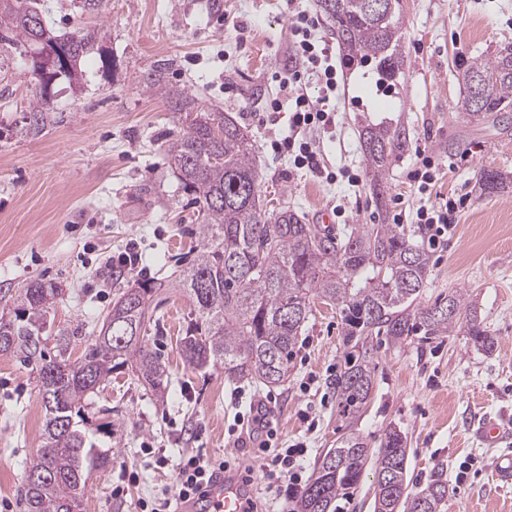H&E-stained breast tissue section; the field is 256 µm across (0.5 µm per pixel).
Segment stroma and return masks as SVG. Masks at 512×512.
<instances>
[{
    "label": "stroma",
    "instance_id": "stroma-1",
    "mask_svg": "<svg viewBox=\"0 0 512 512\" xmlns=\"http://www.w3.org/2000/svg\"><path fill=\"white\" fill-rule=\"evenodd\" d=\"M48 4L56 28L96 26L104 36L83 60L80 88L57 84L52 121L37 135L23 120L38 92L32 49L0 43V298L33 281L57 288L46 350L66 336L72 358L81 357L119 289L173 278L199 245L197 210L164 151L173 114L142 83L151 66L169 64L175 88L193 93L199 107L230 112L252 133L264 202L295 208L305 223L323 210L337 227L389 224L400 213L418 245L417 208L467 197L447 243L429 253L422 299L462 290L497 346L479 351L461 332L382 345L358 428L374 449L387 429H400L411 490L442 479L444 512H512V487L492 479L497 449L472 433L489 417L512 423V196L483 197L475 189L481 171L512 173V124L470 122L457 80L460 65L512 44V0H400L407 64L397 94H377L370 69L339 65L338 88L327 103L335 123L310 135L320 164L335 175L331 181L294 168L270 146L287 136L289 112L269 104L282 98L290 74L303 70L291 51L294 14L317 18L313 38L333 58L342 56L317 0H105L98 15L80 14L70 0ZM365 113L401 119L411 135L390 169L381 209L362 161L358 120ZM423 154L434 159L437 177L421 195L413 173ZM131 245L141 256L138 267H117ZM158 313L160 326L149 331L148 343L170 372L169 388L156 397L123 368L92 395L93 423L112 424V461L91 472L81 512H136L138 500L172 488L179 457L189 450L230 460L253 479L259 512H292L267 489L260 461L238 449V419L250 403L266 401L281 443L306 446L299 468L311 480L320 455L346 431L332 385L343 358L337 310L314 307L286 382L244 384L239 400L223 366L184 367L179 345L193 318L189 296L168 293ZM43 428L35 372L0 354V503L10 512H23L25 478Z\"/></svg>",
    "mask_w": 512,
    "mask_h": 512
}]
</instances>
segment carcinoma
Listing matches in <instances>:
<instances>
[{"instance_id": "cac0c4a2", "label": "carcinoma", "mask_w": 512, "mask_h": 512, "mask_svg": "<svg viewBox=\"0 0 512 512\" xmlns=\"http://www.w3.org/2000/svg\"><path fill=\"white\" fill-rule=\"evenodd\" d=\"M343 29L336 38L345 59L375 69L380 91L400 84L405 69V32L399 0L389 12L375 13L369 0H343ZM102 37L83 27L59 31L47 20L45 0H0V41L38 46L39 41L69 47L68 62L54 75L36 76L39 92L24 120L27 131L42 132L53 110L51 87L57 80H78L82 59ZM168 64L152 66L143 77L147 90L165 100L184 132L169 139L166 153L183 188L201 205L196 227L200 247L177 280L166 285L144 281L123 288L85 354L72 361L69 339L58 355L32 348L43 335L56 289L31 282L9 299L11 315L0 314V346L36 368L46 421L37 465L44 477L26 480L24 512H79L88 475L105 465L112 448L87 430L88 400L117 367L131 364L137 380L155 395L166 391L169 375L161 356L143 339L126 334L157 322L156 298L170 288L189 294L194 322L181 338L184 366L200 371L218 364L231 380L276 385L288 375L295 348L314 300L336 306L344 325V365L336 375L339 413L361 416L374 387V340L396 344L410 336L431 339L453 333L463 316L465 293L452 290L424 304L430 258L397 224H354L339 232L306 224L282 206L263 210L255 144L235 120L217 110L198 111L195 97L174 89ZM482 82V107L466 114L476 120L506 118L512 108V45L488 59L463 66V81ZM404 125L362 121L360 145L376 205H385L386 177L408 147ZM498 170L481 172V194L498 195L509 187ZM466 334L477 349L491 351L495 338L472 316ZM373 451L366 437L349 430L316 462L314 478L301 493L297 512H338L337 502L355 487ZM408 450L402 432L389 428L375 461L373 512H443L446 483L435 479L416 493L407 481Z\"/></svg>"}]
</instances>
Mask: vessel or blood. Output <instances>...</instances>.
<instances>
[{
    "mask_svg": "<svg viewBox=\"0 0 512 512\" xmlns=\"http://www.w3.org/2000/svg\"><path fill=\"white\" fill-rule=\"evenodd\" d=\"M476 435L484 444L500 448L512 439V429L487 419L477 428ZM251 497V482L244 480L239 470L229 468L212 478L204 494L181 502L178 512H246Z\"/></svg>",
    "mask_w": 512,
    "mask_h": 512,
    "instance_id": "vessel-or-blood-1",
    "label": "vessel or blood"
}]
</instances>
